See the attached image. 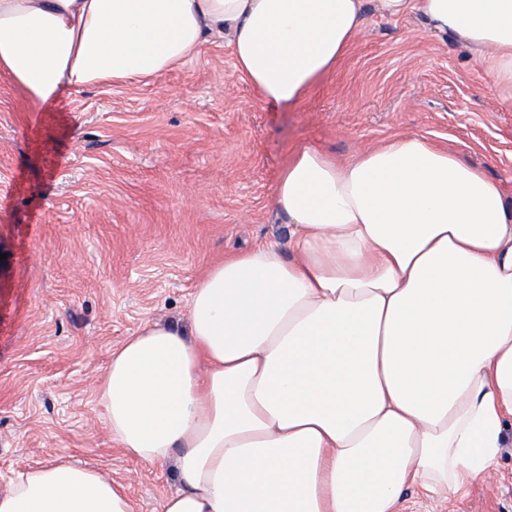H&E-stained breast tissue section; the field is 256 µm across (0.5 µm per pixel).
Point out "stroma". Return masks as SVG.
I'll return each instance as SVG.
<instances>
[{
  "instance_id": "stroma-1",
  "label": "stroma",
  "mask_w": 512,
  "mask_h": 512,
  "mask_svg": "<svg viewBox=\"0 0 512 512\" xmlns=\"http://www.w3.org/2000/svg\"><path fill=\"white\" fill-rule=\"evenodd\" d=\"M394 135L455 150L512 194V87L412 18L370 16L300 105L263 103L224 41L149 84L61 91L32 109L0 80V489L65 458L157 512L172 468L111 439L96 388L144 322H185L224 256L287 241L272 205L292 149L339 159ZM404 512H512V446L451 498Z\"/></svg>"
}]
</instances>
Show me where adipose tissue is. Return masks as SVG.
Instances as JSON below:
<instances>
[{
	"label": "adipose tissue",
	"instance_id": "ef3b65f1",
	"mask_svg": "<svg viewBox=\"0 0 512 512\" xmlns=\"http://www.w3.org/2000/svg\"><path fill=\"white\" fill-rule=\"evenodd\" d=\"M417 16L512 85V0H0V78L59 91L160 78L226 40L262 101L299 104L366 22ZM273 206L288 246L211 265L186 324L148 321L98 388L112 439L172 465L159 512H399L492 472L512 422V195L396 136L339 160L297 145ZM0 512H133L66 459Z\"/></svg>",
	"mask_w": 512,
	"mask_h": 512
}]
</instances>
